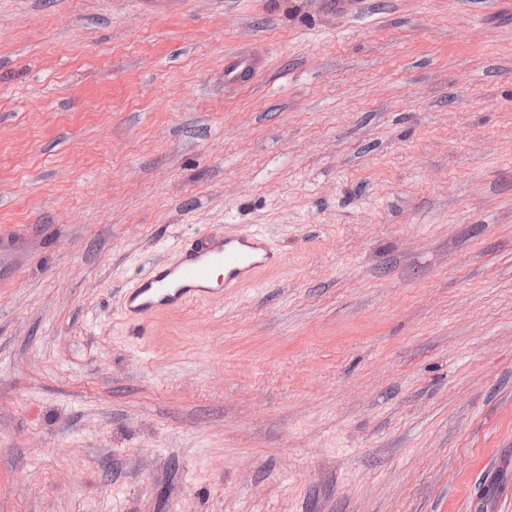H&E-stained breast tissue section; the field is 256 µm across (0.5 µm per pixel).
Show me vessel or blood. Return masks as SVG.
Here are the masks:
<instances>
[{"instance_id":"b4317fda","label":"vessel or blood","mask_w":512,"mask_h":512,"mask_svg":"<svg viewBox=\"0 0 512 512\" xmlns=\"http://www.w3.org/2000/svg\"><path fill=\"white\" fill-rule=\"evenodd\" d=\"M274 255L264 235L203 232L180 246L168 264L153 267L122 291L119 314L131 325L256 282Z\"/></svg>"}]
</instances>
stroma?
I'll use <instances>...</instances> for the list:
<instances>
[{
  "label": "stroma",
  "instance_id": "1",
  "mask_svg": "<svg viewBox=\"0 0 512 512\" xmlns=\"http://www.w3.org/2000/svg\"><path fill=\"white\" fill-rule=\"evenodd\" d=\"M335 2L0 0V512H512V0ZM273 261L266 237L258 232L234 236L202 232L181 245L171 262L150 268L125 288L119 314L130 325H143L156 313L181 309L256 282ZM220 270L224 275L215 278Z\"/></svg>",
  "mask_w": 512,
  "mask_h": 512
}]
</instances>
